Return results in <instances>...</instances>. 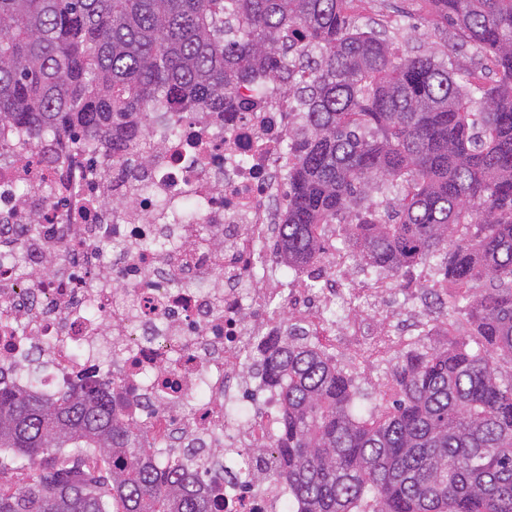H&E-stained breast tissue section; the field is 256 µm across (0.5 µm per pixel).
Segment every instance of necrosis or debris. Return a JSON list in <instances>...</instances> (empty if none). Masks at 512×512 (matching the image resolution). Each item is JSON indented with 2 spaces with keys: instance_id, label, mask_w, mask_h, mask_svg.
Wrapping results in <instances>:
<instances>
[{
  "instance_id": "1",
  "label": "necrosis or debris",
  "mask_w": 512,
  "mask_h": 512,
  "mask_svg": "<svg viewBox=\"0 0 512 512\" xmlns=\"http://www.w3.org/2000/svg\"><path fill=\"white\" fill-rule=\"evenodd\" d=\"M246 112H164L144 155L0 143V383L39 359L52 398L100 383L162 468L219 472L226 512H281L268 455L280 414L263 337L328 329L365 360L354 291L276 280L288 134L266 85ZM347 316L336 321L337 304Z\"/></svg>"
}]
</instances>
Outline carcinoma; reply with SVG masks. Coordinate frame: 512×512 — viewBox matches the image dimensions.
<instances>
[{
  "instance_id": "1",
  "label": "carcinoma",
  "mask_w": 512,
  "mask_h": 512,
  "mask_svg": "<svg viewBox=\"0 0 512 512\" xmlns=\"http://www.w3.org/2000/svg\"><path fill=\"white\" fill-rule=\"evenodd\" d=\"M350 0H0V136L82 134L133 153L158 112H240L275 81L301 113L289 142L278 255L300 270L340 224L365 265L441 268L469 333L397 356L365 416L325 349L288 334L263 349L279 393L273 475L290 512H512V0H430L490 56V88L452 52L398 57L349 23ZM394 195V222L369 199ZM28 482L0 512H217L203 480L88 385L56 399L0 389V450Z\"/></svg>"
}]
</instances>
